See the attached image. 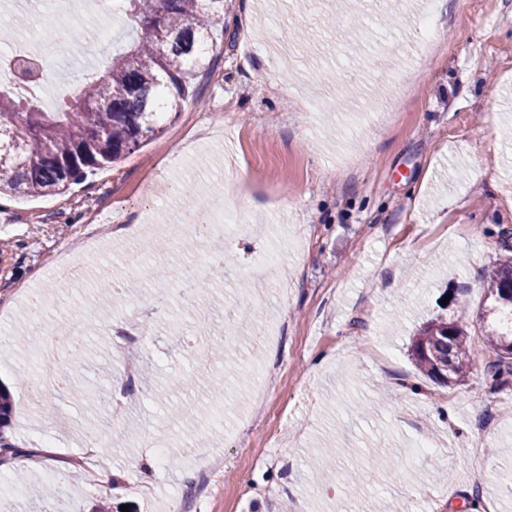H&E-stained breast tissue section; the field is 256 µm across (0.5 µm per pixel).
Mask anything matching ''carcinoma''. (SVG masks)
<instances>
[{
    "instance_id": "obj_1",
    "label": "carcinoma",
    "mask_w": 512,
    "mask_h": 512,
    "mask_svg": "<svg viewBox=\"0 0 512 512\" xmlns=\"http://www.w3.org/2000/svg\"><path fill=\"white\" fill-rule=\"evenodd\" d=\"M141 35L112 55L97 79L85 83L46 112L37 94L0 87V193H62L116 162L143 138L161 130L160 115L179 112L203 69L214 32L224 30V0H119ZM479 317L493 360L486 370L494 386L512 376V255L487 272ZM466 307L423 322L410 353L418 370L452 385L470 373ZM12 403L0 386V461L25 453L9 435Z\"/></svg>"
}]
</instances>
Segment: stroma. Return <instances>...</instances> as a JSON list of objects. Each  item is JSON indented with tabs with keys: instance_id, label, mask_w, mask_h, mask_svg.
<instances>
[{
	"instance_id": "stroma-1",
	"label": "stroma",
	"mask_w": 512,
	"mask_h": 512,
	"mask_svg": "<svg viewBox=\"0 0 512 512\" xmlns=\"http://www.w3.org/2000/svg\"><path fill=\"white\" fill-rule=\"evenodd\" d=\"M426 0H224V34L194 97L162 133L62 194L0 198V383L13 402L11 435L25 450L51 442L42 465L14 469L27 483L0 512H512V383L490 390L491 359L478 317L480 272L512 247V0H448L440 44L418 48ZM110 44L96 27L86 52L59 54L80 20L42 0L0 31L47 40L51 68L103 72L132 29L118 16ZM390 107L385 124L366 107ZM222 200L234 233L205 265L196 301L150 298L160 281L210 253L192 237L169 242L150 265L130 261L146 236L102 263L77 259V280L44 282L59 248L115 223L183 220ZM281 243L285 273L264 264ZM126 287L118 303L103 276ZM41 283L33 325L23 289ZM467 305L471 372L445 386L422 376L410 338ZM137 316L136 351L97 341L107 321ZM83 317L86 359H64L81 386H126L124 418L52 395L29 400L34 349ZM283 325L279 341L255 328ZM140 364L126 384V365ZM191 379L188 389L174 378ZM137 418L142 435L125 432ZM111 436L95 468L111 494L88 484L85 444ZM166 444V463L155 447ZM155 465L143 482L137 465ZM408 478L393 479L395 469Z\"/></svg>"
}]
</instances>
